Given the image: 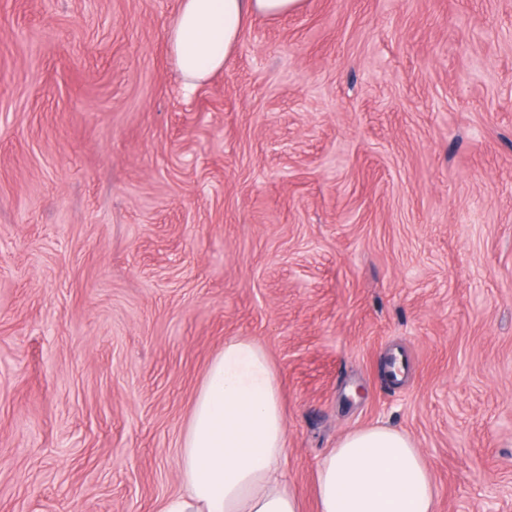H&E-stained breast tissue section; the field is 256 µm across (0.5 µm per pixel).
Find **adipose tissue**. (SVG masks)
I'll list each match as a JSON object with an SVG mask.
<instances>
[{
    "mask_svg": "<svg viewBox=\"0 0 512 512\" xmlns=\"http://www.w3.org/2000/svg\"><path fill=\"white\" fill-rule=\"evenodd\" d=\"M302 0H183L167 29L191 83L222 70L247 20ZM286 415L277 373L248 337L226 339L195 397L178 461L181 492L159 512H302L283 472ZM317 512H436L437 487L414 441L383 425L343 435L316 470Z\"/></svg>",
    "mask_w": 512,
    "mask_h": 512,
    "instance_id": "obj_1",
    "label": "adipose tissue"
}]
</instances>
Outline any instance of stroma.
Wrapping results in <instances>:
<instances>
[{"instance_id":"stroma-1","label":"stroma","mask_w":512,"mask_h":512,"mask_svg":"<svg viewBox=\"0 0 512 512\" xmlns=\"http://www.w3.org/2000/svg\"><path fill=\"white\" fill-rule=\"evenodd\" d=\"M181 0H0V512H158L255 339L287 474L407 433L512 512V0H304L186 88Z\"/></svg>"}]
</instances>
